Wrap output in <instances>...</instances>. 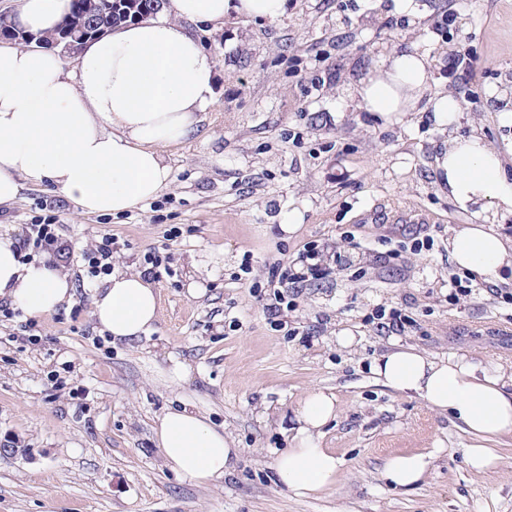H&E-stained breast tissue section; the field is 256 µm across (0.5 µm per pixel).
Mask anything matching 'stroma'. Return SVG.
<instances>
[{
    "mask_svg": "<svg viewBox=\"0 0 512 512\" xmlns=\"http://www.w3.org/2000/svg\"><path fill=\"white\" fill-rule=\"evenodd\" d=\"M287 2L273 21L188 25L215 61V102L195 133L163 148L171 181L158 197L86 214L45 182L0 207L1 238L16 239L47 207L75 248L111 234L113 271L143 270L154 248L175 269L156 283L158 320L130 343L101 331L98 289L69 260L70 302L0 322V512H512V435L474 471V441L457 423L369 370L397 344L512 364V305L486 284L448 301V233L478 218L438 183L447 129L427 112L387 120L352 94L381 53H427L430 93L465 102L460 133L512 152V125L500 120L512 111V0ZM467 54L473 78L458 65ZM293 211L302 221L282 233ZM426 236L433 248L414 250ZM313 244L338 266L302 283L273 322L272 267ZM397 247L401 257L384 262ZM380 307L406 310L415 327L380 331L370 320ZM342 329L356 336L353 350L337 347ZM315 387L336 396L321 445L343 465L334 486L298 498L272 461ZM175 407L231 434V476L197 486L166 464L154 427ZM414 452L431 457L423 480L391 488L385 459Z\"/></svg>",
    "mask_w": 512,
    "mask_h": 512,
    "instance_id": "stroma-1",
    "label": "stroma"
}]
</instances>
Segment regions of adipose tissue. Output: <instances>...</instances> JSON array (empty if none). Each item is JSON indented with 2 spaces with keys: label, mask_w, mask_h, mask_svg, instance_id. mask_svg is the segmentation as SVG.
Masks as SVG:
<instances>
[{
  "label": "adipose tissue",
  "mask_w": 512,
  "mask_h": 512,
  "mask_svg": "<svg viewBox=\"0 0 512 512\" xmlns=\"http://www.w3.org/2000/svg\"><path fill=\"white\" fill-rule=\"evenodd\" d=\"M64 0H22L18 20L34 32L52 30ZM165 17L112 30L84 46L75 71L56 54L0 44V206L24 184L50 180L82 211L119 215L155 198L170 182L163 146L195 129L214 102L213 61L184 22L217 23L228 15L275 19L285 0H167ZM431 61L414 50L380 55L355 95L367 111L401 117L419 105L445 123L462 110L447 95L427 96ZM448 195L461 210L476 208L479 223L463 224L448 239L459 268L498 285L512 270V241L495 231L512 216V178L498 151L480 136L452 135L436 159ZM72 296L66 272L22 264L11 241L0 240V297L31 315L54 310ZM157 292L141 272L113 274L92 314L113 339L134 341L157 320ZM378 382L420 399L462 423L479 445L467 449L477 471L495 459L487 440L512 433V366L466 354L432 357L412 348L373 360ZM336 415V397L312 389L295 416L293 446L277 454L279 484L311 496L336 481L342 461L320 447L321 429ZM155 434L166 462L182 477L211 484L231 474L238 450L230 434L185 408L162 415ZM429 455L388 457L382 476L392 486L422 481Z\"/></svg>",
  "instance_id": "obj_1"
}]
</instances>
